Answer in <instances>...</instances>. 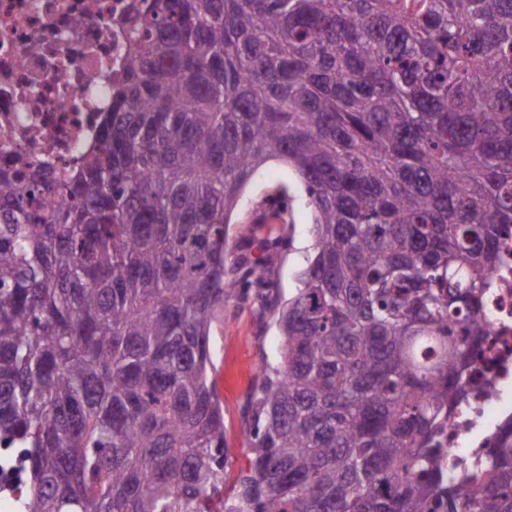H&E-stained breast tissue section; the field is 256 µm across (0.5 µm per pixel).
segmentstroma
Instances as JSON below:
<instances>
[{
	"label": "stroma",
	"mask_w": 512,
	"mask_h": 512,
	"mask_svg": "<svg viewBox=\"0 0 512 512\" xmlns=\"http://www.w3.org/2000/svg\"><path fill=\"white\" fill-rule=\"evenodd\" d=\"M228 266L262 271L283 296H291L297 275L314 252L312 213L297 175L287 164L273 160L243 194L227 229ZM281 338L272 314L246 296L225 303L212 325V360L217 370L237 374L235 385L224 386V437L232 453L226 474L234 484L247 469L251 454L245 431L248 405L259 382L262 357H275Z\"/></svg>",
	"instance_id": "1"
}]
</instances>
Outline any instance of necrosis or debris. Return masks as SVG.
<instances>
[{
  "label": "necrosis or debris",
  "instance_id": "necrosis-or-debris-1",
  "mask_svg": "<svg viewBox=\"0 0 512 512\" xmlns=\"http://www.w3.org/2000/svg\"><path fill=\"white\" fill-rule=\"evenodd\" d=\"M140 0H0V168L53 164L66 175L112 108L127 65L124 18ZM488 336L443 438L447 476L477 469L512 416V234L483 298Z\"/></svg>",
  "mask_w": 512,
  "mask_h": 512
}]
</instances>
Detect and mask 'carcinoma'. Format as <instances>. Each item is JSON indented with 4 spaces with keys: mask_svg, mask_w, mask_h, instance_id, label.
<instances>
[{
    "mask_svg": "<svg viewBox=\"0 0 512 512\" xmlns=\"http://www.w3.org/2000/svg\"><path fill=\"white\" fill-rule=\"evenodd\" d=\"M99 141L51 209L0 175V443L16 512H512V417L481 473L440 437L512 225V0H143ZM292 167L317 252L231 454L210 332L248 281L227 224ZM4 454L12 457V464L0 471V508L4 512H11L15 511L14 500L17 498V491L26 482V467L20 453H13L11 448H0L1 457Z\"/></svg>",
    "mask_w": 512,
    "mask_h": 512,
    "instance_id": "obj_1",
    "label": "carcinoma"
}]
</instances>
